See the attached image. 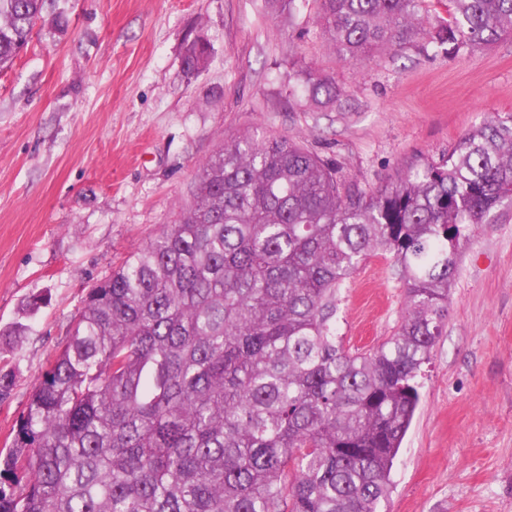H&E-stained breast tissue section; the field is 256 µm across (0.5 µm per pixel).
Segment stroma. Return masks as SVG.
Segmentation results:
<instances>
[{
  "instance_id": "stroma-1",
  "label": "stroma",
  "mask_w": 512,
  "mask_h": 512,
  "mask_svg": "<svg viewBox=\"0 0 512 512\" xmlns=\"http://www.w3.org/2000/svg\"><path fill=\"white\" fill-rule=\"evenodd\" d=\"M197 36L209 58L189 76ZM303 69L336 82L335 107H301ZM489 115H512V38L455 56L419 40L355 64L332 51L316 0H53L0 72V449L88 289L178 221L225 140L299 137L372 190ZM403 300L391 255L367 256L336 299L337 335L370 349ZM16 322L17 344L2 334ZM390 479L381 512H512V213L459 249ZM208 47L204 39L196 37L188 41L183 53V70L188 75H193L202 69L207 61Z\"/></svg>"
}]
</instances>
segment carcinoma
<instances>
[{
	"label": "carcinoma",
	"instance_id": "1",
	"mask_svg": "<svg viewBox=\"0 0 512 512\" xmlns=\"http://www.w3.org/2000/svg\"><path fill=\"white\" fill-rule=\"evenodd\" d=\"M48 0H0V69ZM330 46L367 59L425 38L453 56L512 36V0H318ZM188 41L183 70L207 61ZM309 105L342 91L304 71ZM512 209V116L467 130L365 190L288 135L245 134L202 165L193 201L89 290L0 450V512H380L448 317L460 242ZM404 285L392 333L336 336L366 256Z\"/></svg>",
	"mask_w": 512,
	"mask_h": 512
}]
</instances>
